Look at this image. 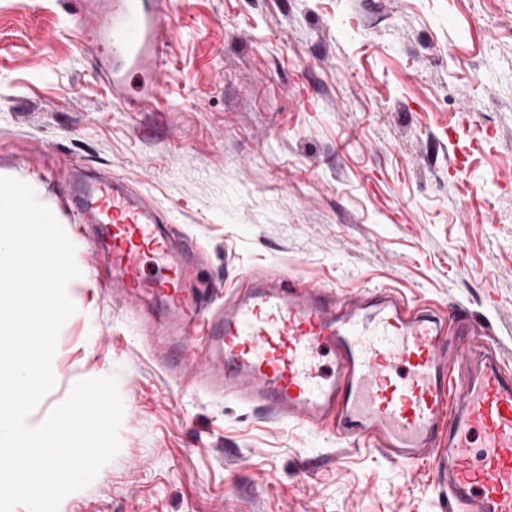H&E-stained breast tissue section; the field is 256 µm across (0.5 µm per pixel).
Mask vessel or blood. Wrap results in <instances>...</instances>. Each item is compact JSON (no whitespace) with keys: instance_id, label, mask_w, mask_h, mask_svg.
Wrapping results in <instances>:
<instances>
[{"instance_id":"1","label":"vessel or blood","mask_w":512,"mask_h":512,"mask_svg":"<svg viewBox=\"0 0 512 512\" xmlns=\"http://www.w3.org/2000/svg\"><path fill=\"white\" fill-rule=\"evenodd\" d=\"M79 48L113 99L138 112L170 66V0H74ZM68 215L123 301L150 298L174 381L310 426L403 465L428 463L461 512H512V371L464 312L445 320L390 290L342 298L254 279L218 305L196 286L201 250L114 173L70 165Z\"/></svg>"}]
</instances>
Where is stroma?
<instances>
[{"mask_svg":"<svg viewBox=\"0 0 512 512\" xmlns=\"http://www.w3.org/2000/svg\"><path fill=\"white\" fill-rule=\"evenodd\" d=\"M154 104L91 76L69 0H0V176L75 245L55 387L118 378L120 450L59 512H449L428 466L180 387L153 309L113 300L61 204L69 164L151 195L205 248L225 297L252 274L464 310L512 368V0H171Z\"/></svg>","mask_w":512,"mask_h":512,"instance_id":"35a3bbf8","label":"stroma"}]
</instances>
